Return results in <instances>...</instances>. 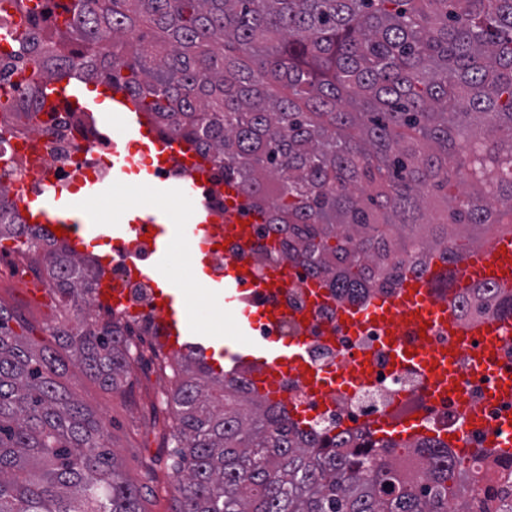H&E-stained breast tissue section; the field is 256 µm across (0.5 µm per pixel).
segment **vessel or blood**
<instances>
[{"instance_id": "b4317fda", "label": "vessel or blood", "mask_w": 512, "mask_h": 512, "mask_svg": "<svg viewBox=\"0 0 512 512\" xmlns=\"http://www.w3.org/2000/svg\"><path fill=\"white\" fill-rule=\"evenodd\" d=\"M41 103L46 112L68 108L94 114L101 126L116 131L110 146L112 178L84 182L87 201L84 209L73 207L70 186L49 180L40 191L24 190L15 194L18 211L25 223L61 228L64 242L78 252L86 251L88 243L93 241L113 240L123 244L136 236L149 237V262L130 263L129 274L155 287L158 344L170 352L184 350L194 330L183 313L181 294L172 284L168 239L177 235L191 244L201 235L212 245L229 240L244 243L250 238V224L240 221L235 211H226L221 216L213 211L209 197L199 191L200 179L210 175L209 164L186 141L161 136L121 88L105 86L100 95L91 99L81 85L70 79L46 81L41 86ZM174 157L181 160L185 175L176 182L156 179V165ZM133 174L138 175L142 187L158 200V207L140 211L133 221L124 210L101 216L95 201L109 195L113 183ZM182 203L188 205V212L179 211ZM288 279V271L279 269L257 280L248 267L230 264L223 271L210 272L207 286L230 304L247 292L282 291L287 288ZM484 282L512 291V234L491 238L482 249L465 255L457 269H449L435 257L422 275L408 276L392 294L377 296L365 305H338V326L325 329L326 339H333L340 329L355 332L379 325L388 334L393 365L413 367L422 374L421 407L369 420V427L381 439L397 442L439 439L449 443L458 455L467 456L471 453L468 438L481 434L487 449L512 454V415L500 410L501 405L512 402V363L503 361L500 355L504 339L512 336V319L495 318L464 325L451 300L440 304L434 301V292L442 284H450L453 296ZM97 296L107 300L113 309L126 303L125 288L107 275L100 281ZM328 300L327 290L321 288L313 296L311 308L296 311L267 305L257 311L255 318L238 320L226 358L252 366L251 380L255 388L272 397L276 396L281 380L290 373L298 375L315 396L329 389L352 392L373 384L372 354L368 351L355 355L356 366L348 372H327L312 366L305 356L306 343L297 336L273 337L268 357L258 360L250 354L246 331L254 320L265 321L272 328L289 321L300 328L313 321L318 305ZM462 361L467 364L463 370L458 367ZM478 382L484 386V400L477 407L471 401L470 387ZM447 404L459 410L458 424L450 430L431 423L433 412Z\"/></svg>"}]
</instances>
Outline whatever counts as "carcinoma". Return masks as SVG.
<instances>
[{
  "instance_id": "obj_1",
  "label": "carcinoma",
  "mask_w": 512,
  "mask_h": 512,
  "mask_svg": "<svg viewBox=\"0 0 512 512\" xmlns=\"http://www.w3.org/2000/svg\"><path fill=\"white\" fill-rule=\"evenodd\" d=\"M39 31L46 79H101L164 136L193 143L275 226L331 296L389 288L401 262L454 267L470 231L512 232V0H74ZM276 85L288 89L277 96ZM39 89L3 108L32 119ZM38 246L0 190V240ZM41 271L76 322L50 332L116 389L134 360L100 306L101 269L55 241ZM512 319V294L482 283ZM0 306V512H145L96 415L59 385L66 363L35 352ZM171 371L176 443L170 512H448L461 458L421 439L423 483L401 444L308 437L273 403L203 359ZM395 459L398 468L412 482L421 479L430 462L427 448H397Z\"/></svg>"
}]
</instances>
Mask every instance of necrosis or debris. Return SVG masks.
Returning a JSON list of instances; mask_svg holds the SVG:
<instances>
[{"label":"necrosis or debris","instance_id":"1","mask_svg":"<svg viewBox=\"0 0 512 512\" xmlns=\"http://www.w3.org/2000/svg\"><path fill=\"white\" fill-rule=\"evenodd\" d=\"M82 120V114L64 109L54 113L48 123L32 129L0 124V155L10 153L12 141L33 140L43 151L42 170L50 179L73 184L84 174L102 179L111 177V164L106 159L107 148L102 146L98 135L85 132ZM266 244L265 228L257 226L255 240L249 248H242L232 241L223 243L221 248L212 251L211 265L214 270L220 271L229 262L236 261L250 265L259 272L266 270L269 267ZM145 255L143 241L127 243L118 261L113 263L111 273L113 278L123 281L127 289L129 310L118 313V320L130 326L136 335L153 336L157 333L152 316L153 289L148 284L129 278L127 274L129 260ZM278 265L293 270L294 278L290 287L275 296L247 295V305L258 308L273 302L297 308L307 306L309 280L303 267L284 252L279 255ZM334 322V309L326 307L318 314L316 322L306 329L308 361L321 369H337L344 357L370 350L374 353L375 383L353 393L331 392L322 402L308 394L297 376H288L281 383V391L288 402L305 406L312 412L308 431L329 437L344 432L364 431L369 419L394 410L399 400L415 402L422 382L415 371L390 368L385 352L379 347L378 331L369 330L357 335L339 333L334 340L324 339L323 327ZM472 445L475 452L471 459L470 476L477 487L471 494L470 504L476 510L485 490L498 489L512 493V457L483 448L478 438L473 440Z\"/></svg>","mask_w":512,"mask_h":512}]
</instances>
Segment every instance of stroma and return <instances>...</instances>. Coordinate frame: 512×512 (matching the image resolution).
Instances as JSON below:
<instances>
[{"instance_id": "35a3bbf8", "label": "stroma", "mask_w": 512, "mask_h": 512, "mask_svg": "<svg viewBox=\"0 0 512 512\" xmlns=\"http://www.w3.org/2000/svg\"><path fill=\"white\" fill-rule=\"evenodd\" d=\"M0 306L11 316V329L33 347H55L50 327L65 320L60 295L34 297L30 286L19 285L9 265H0ZM150 357H142L121 389L111 391L76 362H69L60 382L83 405L102 416L108 445L123 475L140 490L146 512H169L171 500L165 489L171 470V444L164 438L170 422L167 408L147 401L152 380L163 379Z\"/></svg>"}]
</instances>
